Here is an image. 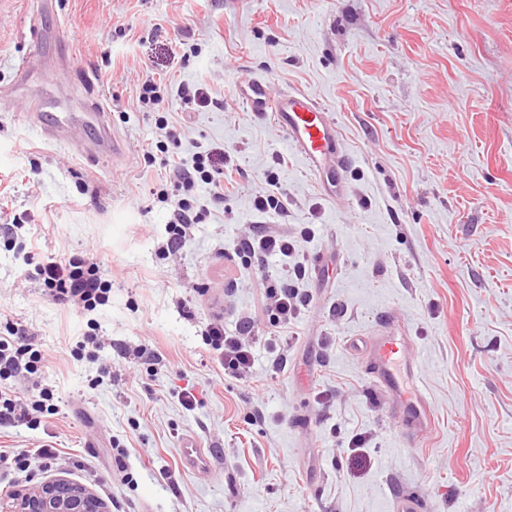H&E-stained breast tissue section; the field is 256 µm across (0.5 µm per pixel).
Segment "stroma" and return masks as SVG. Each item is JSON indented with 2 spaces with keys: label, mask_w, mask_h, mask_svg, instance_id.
Returning a JSON list of instances; mask_svg holds the SVG:
<instances>
[{
  "label": "stroma",
  "mask_w": 512,
  "mask_h": 512,
  "mask_svg": "<svg viewBox=\"0 0 512 512\" xmlns=\"http://www.w3.org/2000/svg\"><path fill=\"white\" fill-rule=\"evenodd\" d=\"M40 20H33V10ZM39 22L43 37L29 28ZM34 63L13 87L14 68ZM168 88L138 100L146 76ZM310 93L349 160L333 195L237 81ZM206 82L212 102L180 88ZM95 93L128 157L86 159L42 140L28 99L76 112ZM167 153L224 159L233 186L194 194L201 219L165 252L183 194ZM287 201V215L254 199ZM252 224L295 235L308 298L278 337L235 244ZM91 257L108 301L58 304L47 259ZM400 318L422 359L434 426L406 445L352 351ZM252 331L253 377L225 374L205 330ZM23 330L58 412L0 428V448L55 460L0 465V496L64 477L109 512H512V0H0V331ZM192 390L193 408L178 395ZM195 434L213 470L184 472ZM365 434L364 447L351 438Z\"/></svg>",
  "instance_id": "1"
}]
</instances>
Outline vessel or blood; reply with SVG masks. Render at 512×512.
I'll return each mask as SVG.
<instances>
[{
    "label": "vessel or blood",
    "mask_w": 512,
    "mask_h": 512,
    "mask_svg": "<svg viewBox=\"0 0 512 512\" xmlns=\"http://www.w3.org/2000/svg\"><path fill=\"white\" fill-rule=\"evenodd\" d=\"M237 95L256 115L273 116L311 170L325 176L335 194H345L344 161L337 151L336 124L310 95L300 91L275 95L259 78L241 79ZM30 115L37 133L47 141L73 144L82 154L106 156L116 162L127 157V142L113 130L111 115L100 102H89L86 111L62 112L52 119L47 118L44 104L38 103L31 106ZM377 323L379 333L364 339L361 350L372 378L389 399L396 420L403 423L405 436L413 440L426 434L433 424L430 403L421 391V372L416 358L407 354L410 338L405 327L387 313ZM179 459L182 469L193 474L211 469L206 449L191 435L183 438Z\"/></svg>",
    "instance_id": "obj_1"
}]
</instances>
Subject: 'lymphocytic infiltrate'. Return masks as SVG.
I'll return each mask as SVG.
<instances>
[{"instance_id":"f902f5d3","label":"lymphocytic infiltrate","mask_w":512,"mask_h":512,"mask_svg":"<svg viewBox=\"0 0 512 512\" xmlns=\"http://www.w3.org/2000/svg\"><path fill=\"white\" fill-rule=\"evenodd\" d=\"M178 172L184 195L175 203L174 220L167 241L171 249L181 243L187 229L199 219L194 195L196 186L201 183L208 185L211 196L217 200L223 199L225 190L224 170L213 165L210 154L194 153L190 162L180 164ZM237 248L245 265L260 275L264 313L274 326L288 327L304 305L295 281L304 276L305 269L301 264L294 263L292 279L273 283L264 273V264L272 256L291 259L296 252L292 236L285 231L255 224L240 237ZM36 274L54 300L88 311L107 301L111 289L110 282L103 279L98 265L84 259L66 263L51 259L40 264ZM206 339L215 349L221 350L220 364L225 371L239 379L249 377L254 363L249 325L240 326L238 333L231 335L222 323L214 322L208 326ZM42 359L39 350L24 343L23 334L17 328H9L7 335L0 336V381L22 376L28 378L32 387L38 388L41 394L39 401L28 404L9 391L0 390L1 426L36 425L34 412L41 409L42 397L49 394L39 381Z\"/></svg>"}]
</instances>
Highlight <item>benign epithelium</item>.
<instances>
[{
    "label": "benign epithelium",
    "instance_id": "1",
    "mask_svg": "<svg viewBox=\"0 0 512 512\" xmlns=\"http://www.w3.org/2000/svg\"><path fill=\"white\" fill-rule=\"evenodd\" d=\"M0 512H109L107 504L90 489L58 477L0 500Z\"/></svg>",
    "mask_w": 512,
    "mask_h": 512
}]
</instances>
